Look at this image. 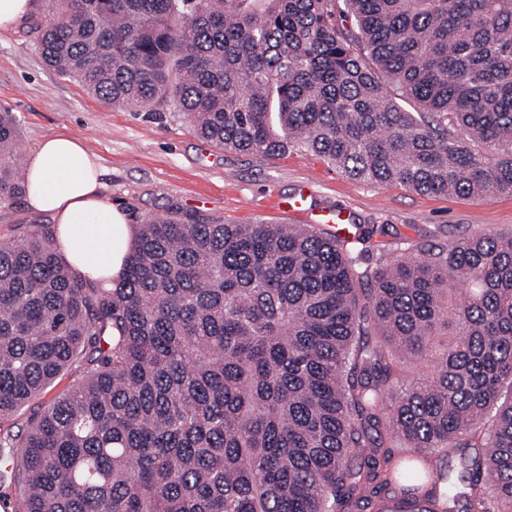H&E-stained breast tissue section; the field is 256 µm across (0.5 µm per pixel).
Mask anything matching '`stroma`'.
Instances as JSON below:
<instances>
[{"label":"stroma","mask_w":512,"mask_h":512,"mask_svg":"<svg viewBox=\"0 0 512 512\" xmlns=\"http://www.w3.org/2000/svg\"><path fill=\"white\" fill-rule=\"evenodd\" d=\"M0 107L17 119L21 154L52 134L82 139L104 168L106 194L134 225L170 214L278 224V202L304 191L307 211L296 223L314 214L333 234L339 231L331 223L335 211H348L353 222L341 231L351 237L369 230L364 248L375 259L436 251L476 231L512 230V194L427 196L397 184L356 182L310 153L240 154L198 138L184 120L112 106L49 67L26 23L0 33ZM49 222L24 200L0 202V242Z\"/></svg>","instance_id":"1"}]
</instances>
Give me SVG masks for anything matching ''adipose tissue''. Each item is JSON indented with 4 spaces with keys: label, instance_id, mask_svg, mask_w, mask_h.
<instances>
[{
    "label": "adipose tissue",
    "instance_id": "1",
    "mask_svg": "<svg viewBox=\"0 0 512 512\" xmlns=\"http://www.w3.org/2000/svg\"><path fill=\"white\" fill-rule=\"evenodd\" d=\"M26 204L53 220L52 232L70 267L107 287L122 278L132 251L127 213L104 193L97 156L76 137H45L26 159Z\"/></svg>",
    "mask_w": 512,
    "mask_h": 512
}]
</instances>
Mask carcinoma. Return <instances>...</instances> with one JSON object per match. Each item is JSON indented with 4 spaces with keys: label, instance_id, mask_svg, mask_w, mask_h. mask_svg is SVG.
Listing matches in <instances>:
<instances>
[{
    "label": "carcinoma",
    "instance_id": "1",
    "mask_svg": "<svg viewBox=\"0 0 512 512\" xmlns=\"http://www.w3.org/2000/svg\"><path fill=\"white\" fill-rule=\"evenodd\" d=\"M47 2L43 59L109 104L368 184L512 194V0ZM17 138L0 109L1 202ZM69 368L0 430L10 512H456L458 481L465 512H512V230L372 265L313 224L161 217L114 288L47 227L1 242L0 419ZM444 448L475 452L456 475Z\"/></svg>",
    "mask_w": 512,
    "mask_h": 512
}]
</instances>
